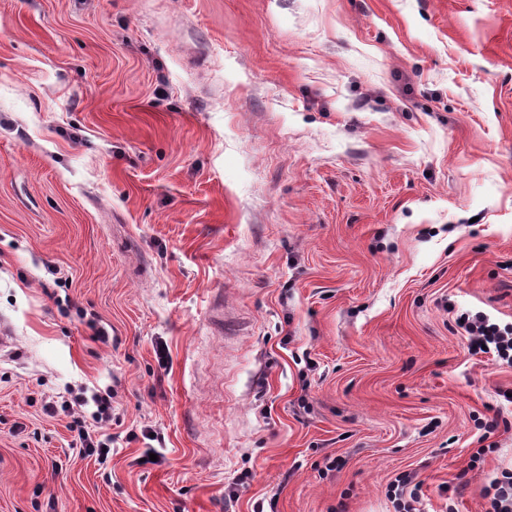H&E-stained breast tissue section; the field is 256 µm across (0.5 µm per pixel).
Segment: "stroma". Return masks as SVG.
Instances as JSON below:
<instances>
[{
    "label": "stroma",
    "mask_w": 512,
    "mask_h": 512,
    "mask_svg": "<svg viewBox=\"0 0 512 512\" xmlns=\"http://www.w3.org/2000/svg\"><path fill=\"white\" fill-rule=\"evenodd\" d=\"M464 312L512 324V0H0V512H486ZM80 439L79 453L87 456H97V459L102 463L108 458L111 448L108 444L109 440H99L89 433L88 430H79ZM415 481V473L405 472L397 476L391 485V492L394 494V501H398L396 506L404 512H415L417 510L414 506V503H417V501L413 494V490L409 493L410 499L404 501L405 491H407L411 485H413V487H417L420 483Z\"/></svg>",
    "instance_id": "stroma-1"
}]
</instances>
